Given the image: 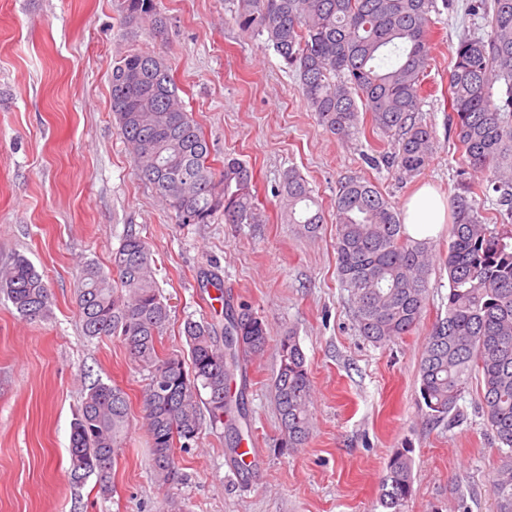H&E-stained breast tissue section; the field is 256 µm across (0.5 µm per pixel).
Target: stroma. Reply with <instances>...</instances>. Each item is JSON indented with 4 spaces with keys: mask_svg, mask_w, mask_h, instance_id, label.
Here are the masks:
<instances>
[{
    "mask_svg": "<svg viewBox=\"0 0 512 512\" xmlns=\"http://www.w3.org/2000/svg\"><path fill=\"white\" fill-rule=\"evenodd\" d=\"M162 36L124 26L123 0H0V264L25 256L51 292L48 319L30 322L0 297V512H382L379 485L390 456L411 451L407 512H493L492 472L501 452L475 392L459 401L460 420L434 422L420 403L418 362L427 330L448 303V275L435 262L420 325L402 339L375 344L360 335L349 291L336 274L333 202L350 176L371 181L403 210L422 184L450 199L476 177L459 161L448 129V73L460 35H486L483 18L452 0L435 15L429 93L418 114L436 149L418 175L404 179L369 156L391 153L395 137L361 114L341 139L309 112L299 80L262 38L242 33L232 0H157ZM163 55L179 95L211 146L252 168L264 224L179 223L136 173L110 104L116 59ZM307 179L326 222L316 239L298 237L275 190L288 169ZM152 253L170 324L167 353L188 350L186 320H220L215 273L234 306L271 328L295 333L314 386L313 429L304 447H280L272 381L274 347L246 367L243 439L254 440L248 469L230 461L223 425L203 422L197 445L181 454L174 482L154 477L140 394L147 371L115 338H89L76 291L84 262L109 268L127 228ZM121 388L130 426L112 466V491L97 478L68 479L71 423L93 383Z\"/></svg>",
    "mask_w": 512,
    "mask_h": 512,
    "instance_id": "35a3bbf8",
    "label": "stroma"
}]
</instances>
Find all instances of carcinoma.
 <instances>
[{"label": "carcinoma", "instance_id": "1", "mask_svg": "<svg viewBox=\"0 0 512 512\" xmlns=\"http://www.w3.org/2000/svg\"><path fill=\"white\" fill-rule=\"evenodd\" d=\"M234 23L261 36L286 68L299 77L302 98L317 122L339 138L358 128L367 112L380 132L398 136V150L369 159L403 177L420 173L434 150L432 131L417 114L431 56L436 0H233ZM466 11L482 17L487 36L462 35L448 75L449 122L462 160L486 176L484 191L496 195L500 223L485 224L472 187L450 200L448 304L428 329L418 365L419 392L427 415L443 421L457 411L472 385L490 431L507 449L496 468L494 512H512V0H469ZM149 22L156 34L167 22L157 0H125L123 23ZM501 84L493 96L495 84ZM111 108L135 168L182 224H263L253 170L224 159L210 164V144L185 110L166 60L131 53L117 59L110 78ZM297 233L315 237L324 224L321 204L305 178L289 169L278 191ZM337 275L353 300L361 335L381 344L410 334L423 316L432 245L411 237L399 213L371 182L350 177L340 185L333 211ZM0 294L19 316L37 322L51 314L49 289L35 266L16 256L0 268ZM77 306L84 335L117 337L130 360L149 372L144 419L157 480L166 484L179 467L176 448L200 438L201 411L232 434L246 419L244 394L230 383L247 358L270 343L268 324L248 308L225 299L224 343L212 322L188 320L187 355H161L160 336L170 322L169 304L153 278L151 252L133 230L112 252V273L85 265ZM280 359L272 389L281 446L298 448L312 426V383L306 356L293 333L276 344ZM166 392L155 390L157 377ZM126 394L102 382L91 385L71 427L69 476L73 484L108 478L129 426ZM410 449L394 452L380 483L386 512H406L412 496Z\"/></svg>", "mask_w": 512, "mask_h": 512}]
</instances>
